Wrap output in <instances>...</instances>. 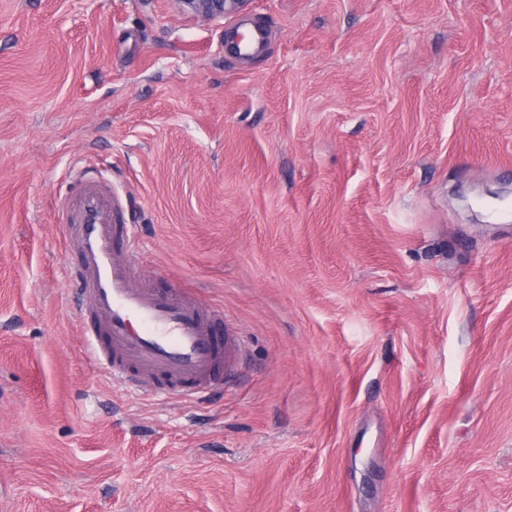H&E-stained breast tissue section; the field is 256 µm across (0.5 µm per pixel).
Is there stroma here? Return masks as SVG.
I'll return each mask as SVG.
<instances>
[{"label": "stroma", "mask_w": 512, "mask_h": 512, "mask_svg": "<svg viewBox=\"0 0 512 512\" xmlns=\"http://www.w3.org/2000/svg\"><path fill=\"white\" fill-rule=\"evenodd\" d=\"M76 165L208 397L87 360ZM0 512H512V0H0ZM250 0H180L184 7L206 20L234 16L245 9Z\"/></svg>", "instance_id": "obj_1"}]
</instances>
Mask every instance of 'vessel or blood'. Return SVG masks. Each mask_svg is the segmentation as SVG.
Masks as SVG:
<instances>
[{
  "label": "vessel or blood",
  "mask_w": 512,
  "mask_h": 512,
  "mask_svg": "<svg viewBox=\"0 0 512 512\" xmlns=\"http://www.w3.org/2000/svg\"><path fill=\"white\" fill-rule=\"evenodd\" d=\"M79 194L66 209L67 277L87 299L79 315L88 353L108 365L114 379L137 378L159 393H204L232 367L240 340L218 334L221 317L184 292L134 285L131 225L111 190L79 179Z\"/></svg>",
  "instance_id": "b4317fda"
}]
</instances>
